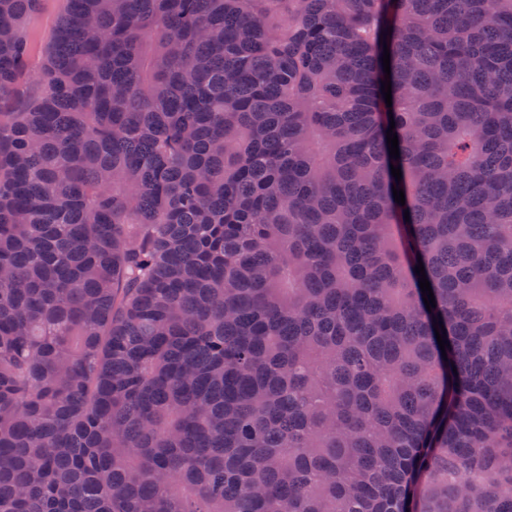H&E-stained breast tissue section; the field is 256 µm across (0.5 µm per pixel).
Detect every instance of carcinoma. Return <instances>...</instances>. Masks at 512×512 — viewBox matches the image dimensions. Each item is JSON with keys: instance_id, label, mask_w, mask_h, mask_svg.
Segmentation results:
<instances>
[{"instance_id": "obj_1", "label": "carcinoma", "mask_w": 512, "mask_h": 512, "mask_svg": "<svg viewBox=\"0 0 512 512\" xmlns=\"http://www.w3.org/2000/svg\"><path fill=\"white\" fill-rule=\"evenodd\" d=\"M40 7L0 512H512V0H65L34 70Z\"/></svg>"}]
</instances>
